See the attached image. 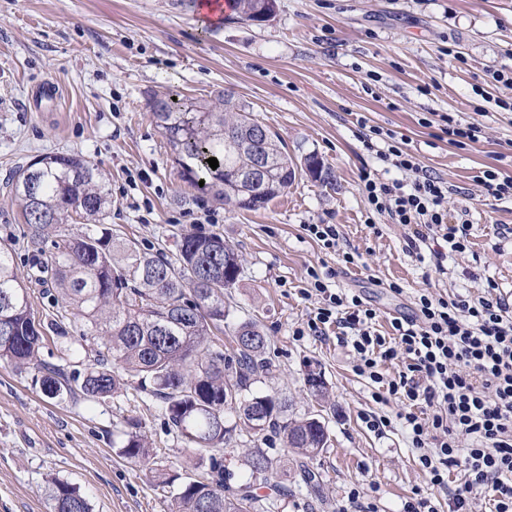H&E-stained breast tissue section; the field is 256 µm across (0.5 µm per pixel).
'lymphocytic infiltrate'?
I'll return each mask as SVG.
<instances>
[{"label": "lymphocytic infiltrate", "mask_w": 512, "mask_h": 512, "mask_svg": "<svg viewBox=\"0 0 512 512\" xmlns=\"http://www.w3.org/2000/svg\"><path fill=\"white\" fill-rule=\"evenodd\" d=\"M364 148L396 170L393 178L360 175L359 192L376 217L408 227L406 246L420 252L431 237L445 249L430 263L444 271L449 254L469 246L466 225L448 221L447 181L422 166L397 132L357 116ZM304 297L317 305L297 336H323L336 328L350 343L354 372L377 384L373 398L398 399L401 427L431 487L446 494L448 512H474L487 501L490 512H512V301L493 283L481 295L423 293L417 312L393 318L391 335L377 328V312L362 298L332 288L335 270L307 271ZM401 369H383L394 360Z\"/></svg>", "instance_id": "obj_1"}]
</instances>
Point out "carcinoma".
Instances as JSON below:
<instances>
[{
    "mask_svg": "<svg viewBox=\"0 0 512 512\" xmlns=\"http://www.w3.org/2000/svg\"><path fill=\"white\" fill-rule=\"evenodd\" d=\"M237 18L261 23L276 0H233ZM224 93L221 110L168 89L148 98L182 179L204 188L226 204L258 210L284 194L296 177L288 146L273 132L242 148L260 123L231 106ZM266 164L264 180H246L254 154ZM218 160L213 169L207 159ZM318 168L316 179L333 181L330 168L315 153L305 165ZM11 193L21 210L24 238L32 256L43 258L41 272L54 285L51 307H74L85 320L81 340L94 345L93 363L73 367L71 348L56 361L40 358L49 333L67 330L57 314L35 319L27 286L18 280L15 254L0 243V362L19 370L33 368L49 398L100 401L133 388L161 399L169 431L193 452L192 467L201 480L179 471L155 475L156 486L171 492L170 512H254L252 487L282 486V459L255 445L243 456L247 482L232 487L218 454L247 435L269 431L279 436L292 460L317 457L330 447L328 427L319 414L296 416L288 399L262 390L273 372L268 338L253 318L226 329L240 259L217 233L181 236L177 258L169 260L132 240L113 237L104 227L111 201L96 169L78 154L46 155L18 168ZM304 381L315 401L329 397L321 371L309 368ZM235 417L226 422V414ZM120 455L131 461L149 455L150 442L139 418L121 422ZM49 512H92L79 487L47 481Z\"/></svg>",
    "mask_w": 512,
    "mask_h": 512,
    "instance_id": "obj_1",
    "label": "carcinoma"
}]
</instances>
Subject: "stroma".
Masks as SVG:
<instances>
[{
    "instance_id": "35a3bbf8",
    "label": "stroma",
    "mask_w": 512,
    "mask_h": 512,
    "mask_svg": "<svg viewBox=\"0 0 512 512\" xmlns=\"http://www.w3.org/2000/svg\"><path fill=\"white\" fill-rule=\"evenodd\" d=\"M504 66H512V0H276L274 17L259 25L226 16L206 24L179 0H0V241L12 243L16 272L30 282L9 183L19 166L54 153L81 154L101 173L109 226L151 251L174 256L193 219L217 212V224L202 230L222 234L240 257L231 304L236 318H255L270 338L276 369L268 389L294 413L320 411L332 439L308 463L320 475L318 499L295 490L294 467L293 488L274 512H339L351 488L372 483L380 512H399L416 491L447 512V497L432 493L395 420L399 403L373 400L335 334L299 339L293 331L314 306L299 293L311 267L334 268L337 287L378 311L384 334L393 317L413 315L425 288L446 294L490 280L512 294V236L498 230L512 226V203L485 196L474 180L488 168L512 171V112L495 105L512 99V87L484 82L487 70ZM49 81L57 99L43 94ZM480 84L482 97L474 92ZM171 86L210 101L231 91L295 160L316 152L332 185L298 171L287 194L256 211L190 187L147 107L153 91ZM431 112L480 122L484 136L465 146L437 139V127L421 123ZM359 113L397 131L452 185L448 221H468L471 244L449 257L445 272L406 252L407 227L384 217L366 224L359 176L385 170L360 142ZM308 224L338 225L354 264L309 238ZM312 363L329 385L321 405L304 382ZM370 411L389 419L383 433L363 423ZM127 417L142 419L153 447L139 463L113 446V425ZM188 453L159 405L138 391L80 404L50 399L34 371L0 363V512H48L43 488L52 477L80 486L93 512H168L152 477Z\"/></svg>"
}]
</instances>
